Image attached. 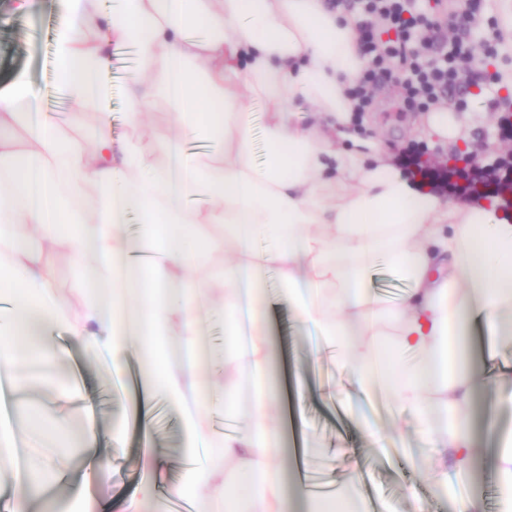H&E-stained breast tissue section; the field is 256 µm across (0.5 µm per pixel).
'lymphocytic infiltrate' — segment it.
<instances>
[{
    "label": "lymphocytic infiltrate",
    "instance_id": "obj_1",
    "mask_svg": "<svg viewBox=\"0 0 512 512\" xmlns=\"http://www.w3.org/2000/svg\"><path fill=\"white\" fill-rule=\"evenodd\" d=\"M364 2L366 12L387 27L396 29L397 37L386 41L364 39L363 50L368 56V66L351 91L355 112L360 114L370 110L380 75L393 65L410 73L404 86L410 106L426 112L449 102L453 89L463 80L457 63L458 41H451L447 48L438 49L436 58L430 63H421L416 53L408 51L407 45L423 32L440 28V21L423 13L407 14L406 0ZM399 165L408 176L420 178L435 195H448L469 203L493 199L504 214L512 213V153L487 163L470 158L460 167L429 163L422 150L408 148L404 150Z\"/></svg>",
    "mask_w": 512,
    "mask_h": 512
}]
</instances>
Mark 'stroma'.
I'll use <instances>...</instances> for the list:
<instances>
[{
	"label": "stroma",
	"mask_w": 512,
	"mask_h": 512,
	"mask_svg": "<svg viewBox=\"0 0 512 512\" xmlns=\"http://www.w3.org/2000/svg\"><path fill=\"white\" fill-rule=\"evenodd\" d=\"M477 14L481 26L461 38L464 52L479 58L483 66L471 69V82L449 107L454 118L468 129L470 153L487 157L511 150L512 144L500 141L498 116L491 110L503 59L487 56L484 51L499 20L496 0H480ZM56 18V0H0V86L9 83L16 71H26L46 109L61 106L54 71ZM129 72L120 49H113L106 85L112 126L118 134L126 130L123 116ZM402 80V73L396 71L378 85L376 107L363 114L360 132L379 138L389 157H396L408 145L419 144L433 162H443L454 146L424 133L428 115L407 106ZM262 288L270 340L279 355L274 377L279 399L273 424L285 434L279 464L286 488L299 485L300 458L295 448L300 445L320 449L322 465L335 482L354 478L352 492L366 512H459V501L467 494L478 498L482 512H512V502L501 493L495 448L502 438L512 435V383L498 378L501 369L512 367V336L483 324H471L466 329L468 349L478 368L477 394L468 426L482 449L468 469L457 471L458 481L452 484L438 478L440 462L421 430L419 415L398 413L383 397L378 398L371 417L357 415L346 378L334 361L312 359L309 333L288 303L279 298L277 275L268 273ZM43 341L69 348L70 358L63 368L74 390L62 393L57 385L47 383L32 394L29 406L61 407L80 419L88 399L97 397L96 453L110 458L111 465L105 470L95 469L86 455L46 462V469L57 475V492L41 502V512H72L71 495L79 490L89 494L101 512H129L133 492L152 477L170 485L189 481L192 471L184 459L191 443L180 409L155 408L150 440L139 439L132 424L136 393L110 395L111 369L88 356L82 343L67 337L62 329H50ZM370 423L381 430V439L368 434L366 426ZM149 442L157 449L150 466L143 457Z\"/></svg>",
	"instance_id": "1"
}]
</instances>
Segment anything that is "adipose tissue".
Here are the masks:
<instances>
[{
	"instance_id": "adipose-tissue-1",
	"label": "adipose tissue",
	"mask_w": 512,
	"mask_h": 512,
	"mask_svg": "<svg viewBox=\"0 0 512 512\" xmlns=\"http://www.w3.org/2000/svg\"><path fill=\"white\" fill-rule=\"evenodd\" d=\"M358 22L326 0H117L109 12L101 0H59L66 112L42 110L26 72L0 88V369L15 368L17 336L51 324L88 354L108 352L115 369L135 359L146 386L186 407L191 439L217 440L250 482L252 512H286L269 426L273 352L254 299L265 272L360 392L433 414L436 445L461 470L476 453L463 422L474 386L457 355L463 325L498 326L512 309V218L441 201L353 129L349 89L367 64ZM116 45L138 50L126 86L133 133L117 138L102 85ZM250 97L265 107L261 166ZM298 97L309 124L296 119ZM161 109L167 127L142 132ZM61 258L74 266V309L58 299ZM382 266L412 282L405 302L371 289ZM213 288L232 368L221 397L189 380L197 299ZM214 411L235 429L213 433Z\"/></svg>"
}]
</instances>
